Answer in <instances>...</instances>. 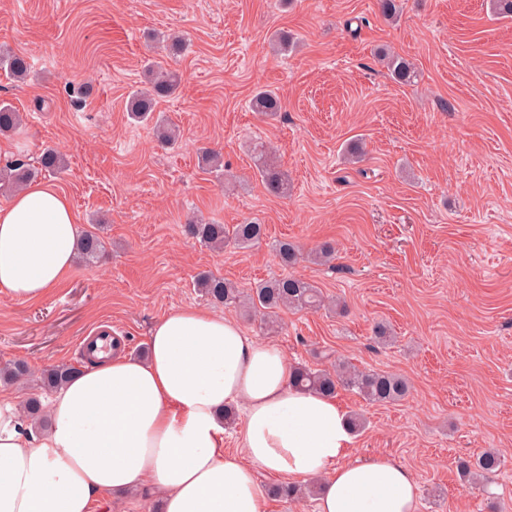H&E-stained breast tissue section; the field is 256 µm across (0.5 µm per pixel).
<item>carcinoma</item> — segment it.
Returning a JSON list of instances; mask_svg holds the SVG:
<instances>
[{
  "mask_svg": "<svg viewBox=\"0 0 512 512\" xmlns=\"http://www.w3.org/2000/svg\"><path fill=\"white\" fill-rule=\"evenodd\" d=\"M379 61L387 68L394 79L409 81L414 76L412 64L405 58L383 53ZM0 65L7 68L13 77L22 79L27 75L29 63L22 55L0 57ZM181 74L160 63L151 65L149 85L134 93L129 102L128 112L139 122L151 118L157 100L174 93L181 84ZM251 108L260 115H275L282 111L280 96L273 90L260 88L251 99ZM21 122L20 113L12 105L0 103V133L16 129ZM254 165L262 181L270 192L284 195L288 192V177L268 161V149L257 143L252 149ZM64 168V159L54 151L46 152L41 158V169L49 173H59ZM35 177V171L16 160L6 166L5 181L12 186H22ZM186 233L201 245L221 251L227 246L248 247L261 242L266 236L265 225L249 220L241 224L227 226L211 222H190L185 226ZM103 253V241L91 230L80 235L79 255L88 264L96 262ZM275 254L279 263L291 267L301 259L300 250L284 240L275 244ZM196 287L214 304L226 307L245 306L269 319L282 309L318 311L325 306L322 291L310 282L292 275L267 280L258 286L244 291L222 277L202 275ZM77 368L63 365L46 371L41 377V388L54 391L65 385ZM28 365L23 361L10 363L0 368V380L14 383L26 378ZM292 385L295 387L333 397L338 389H354L366 401L388 404L405 399L409 394L407 381L394 374L377 371H364L345 361H337L333 369H311L296 366L291 371ZM24 412L29 421L44 423L43 404L40 399L31 397L25 402ZM501 467V460L493 451H487L476 459L458 457L456 468L459 474L469 480H483L491 477Z\"/></svg>",
  "mask_w": 512,
  "mask_h": 512,
  "instance_id": "1",
  "label": "carcinoma"
}]
</instances>
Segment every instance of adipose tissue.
Returning <instances> with one entry per match:
<instances>
[{
	"mask_svg": "<svg viewBox=\"0 0 512 512\" xmlns=\"http://www.w3.org/2000/svg\"><path fill=\"white\" fill-rule=\"evenodd\" d=\"M78 217L53 184L0 207V291L38 300L70 275ZM276 347L200 308L169 312L147 354H99L57 390L48 429L0 397V512H112L152 489L161 512H266L255 473L320 480L316 512H417L413 472L388 455L345 461L353 441L335 399L290 384ZM243 405L241 453L224 450V409Z\"/></svg>",
	"mask_w": 512,
	"mask_h": 512,
	"instance_id": "obj_1",
	"label": "adipose tissue"
}]
</instances>
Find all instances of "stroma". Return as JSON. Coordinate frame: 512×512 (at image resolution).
Here are the masks:
<instances>
[{"instance_id":"stroma-1","label":"stroma","mask_w":512,"mask_h":512,"mask_svg":"<svg viewBox=\"0 0 512 512\" xmlns=\"http://www.w3.org/2000/svg\"><path fill=\"white\" fill-rule=\"evenodd\" d=\"M400 4L389 22L379 0H0V50L29 62L21 81L0 68V102L22 116L0 134V166L34 169L58 150L67 167L53 184L80 230L99 225L105 242L99 262H76L42 300L0 292V367L31 371L0 391L24 403L42 372L80 365L83 339L102 330L138 356L162 316L207 307L200 273L245 289L282 276L273 245L288 240L304 253L294 274L344 309L285 310L273 331L254 313H216L290 365L340 357L405 377L411 392L394 404L336 399L365 420L348 459L400 460L418 512H512V19L490 0ZM279 31L295 38L288 51L272 48ZM168 35L183 39L179 55ZM382 49L410 60L414 78L393 79ZM150 60L182 83L136 123L127 103ZM265 85L283 102L268 118L249 109ZM158 123L179 140L161 143ZM257 142L287 174V195L262 183ZM205 149L223 170L202 168ZM192 220H256L266 237L219 255L186 234ZM327 242L335 260H313ZM379 323L391 344L375 339ZM487 450L498 475L463 485L456 458Z\"/></svg>"}]
</instances>
